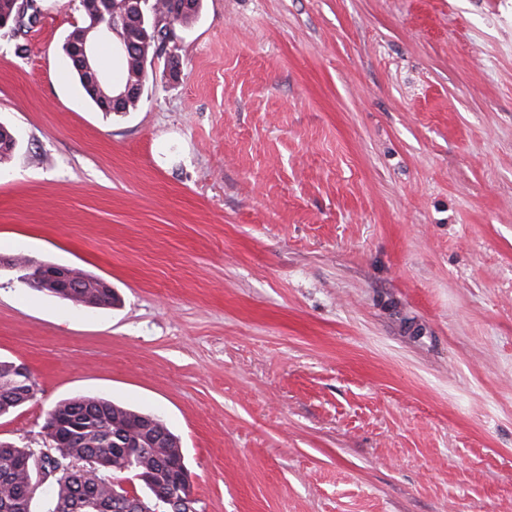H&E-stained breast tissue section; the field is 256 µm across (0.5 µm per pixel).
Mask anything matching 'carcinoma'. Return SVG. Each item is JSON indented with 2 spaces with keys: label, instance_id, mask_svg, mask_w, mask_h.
<instances>
[{
  "label": "carcinoma",
  "instance_id": "obj_1",
  "mask_svg": "<svg viewBox=\"0 0 512 512\" xmlns=\"http://www.w3.org/2000/svg\"><path fill=\"white\" fill-rule=\"evenodd\" d=\"M34 0H0V29L17 30L23 19L32 23ZM201 0H81L84 25L74 28L66 37L63 51L83 40H96L97 28L112 20V11L127 14L129 23L124 39L130 49L123 56V84L139 86L147 80V66L163 54L164 40L175 34L171 26L188 25L198 14ZM87 97L102 112L114 109L103 107L89 74L72 67ZM15 134L0 124V162L8 160L18 144ZM35 382L29 372L19 371L11 360L0 359V416L20 408L19 400ZM47 415L57 423L56 435L60 446L48 456L53 472V490L49 512H126V505L112 500L110 480L122 463L118 453L128 449L117 447V441L142 433L144 424L133 410L114 404L103 397L83 396L55 404ZM135 448L140 461L136 474L148 489H158L170 499L183 493L180 473L175 465L183 454L174 442L158 448L150 441ZM35 450L0 442V512H22V497L27 493L23 474L24 460Z\"/></svg>",
  "mask_w": 512,
  "mask_h": 512
}]
</instances>
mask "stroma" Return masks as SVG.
Masks as SVG:
<instances>
[{"label":"stroma","instance_id":"35a3bbf8","mask_svg":"<svg viewBox=\"0 0 512 512\" xmlns=\"http://www.w3.org/2000/svg\"><path fill=\"white\" fill-rule=\"evenodd\" d=\"M0 30V358L180 440L197 512H512V0H202L107 114ZM24 52H17V45ZM179 62L170 72L168 61ZM26 263L22 267H25L23 275L21 276L24 280H29L33 286L36 275V287L41 291L49 294L73 296L75 294L74 288H80L79 282L75 277L74 269L59 265H44L35 263L34 261L26 258ZM34 287V286H33ZM59 297V296H56ZM62 298V297H59ZM70 301L69 299L62 298ZM71 302V301H70Z\"/></svg>","mask_w":512,"mask_h":512}]
</instances>
